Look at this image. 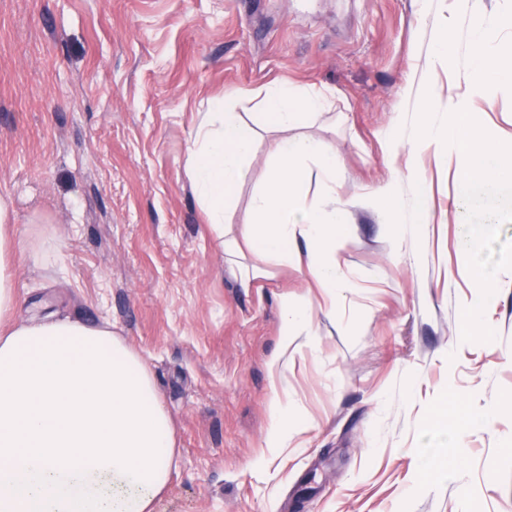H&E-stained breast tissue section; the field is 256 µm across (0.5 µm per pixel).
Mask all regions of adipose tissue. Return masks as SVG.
Masks as SVG:
<instances>
[{
	"instance_id": "obj_1",
	"label": "adipose tissue",
	"mask_w": 512,
	"mask_h": 512,
	"mask_svg": "<svg viewBox=\"0 0 512 512\" xmlns=\"http://www.w3.org/2000/svg\"><path fill=\"white\" fill-rule=\"evenodd\" d=\"M326 99L322 90L286 83L267 89L263 117L275 134L272 162L251 198L249 219L242 224L233 221L232 200L250 170L257 131L241 113L230 111L220 100L214 101L196 127L187 167L228 270L242 287H250L268 274L266 268L249 263L252 255L295 266L331 301L347 285L342 252L348 209L336 202L339 164L325 143L291 133L302 122L318 118ZM315 182L324 187V195L311 194L310 186ZM9 218V204L0 196V354L6 353L10 336L24 333L31 338H47L53 324L49 317L22 323L12 320L19 297L12 281L11 253L6 248ZM311 334L306 302H283L280 349L268 362L272 378H279L287 365L289 347ZM89 335L102 338L108 356L127 362L139 373L144 396L156 392V384L141 358L109 328L90 325ZM267 411L270 428L265 448L271 452L287 447L298 425L288 407L287 390L275 391ZM98 488L106 489L119 512H152L157 495L154 489L128 485L111 465L84 477V493H94Z\"/></svg>"
}]
</instances>
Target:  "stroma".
Returning a JSON list of instances; mask_svg holds the SVG:
<instances>
[{
  "instance_id": "35a3bbf8",
  "label": "stroma",
  "mask_w": 512,
  "mask_h": 512,
  "mask_svg": "<svg viewBox=\"0 0 512 512\" xmlns=\"http://www.w3.org/2000/svg\"><path fill=\"white\" fill-rule=\"evenodd\" d=\"M452 4L434 0L424 19L420 0H0V194L27 246L13 255L16 318L105 322L143 358L177 440L152 512H512V270L484 310L495 340L462 342L477 288L453 165L421 157L424 233L391 237L361 200L388 180L381 134L412 113ZM456 54L436 76L441 113L468 85L464 42ZM281 81L328 93L327 115L298 132L335 152L336 197L353 202L332 317L290 267L241 287L187 172L213 99L258 127ZM475 112L512 140L511 91ZM270 138L255 143L235 223ZM284 294L308 297L314 336L277 383L267 361ZM279 384L300 429L254 466ZM449 446L459 465L425 474Z\"/></svg>"
}]
</instances>
